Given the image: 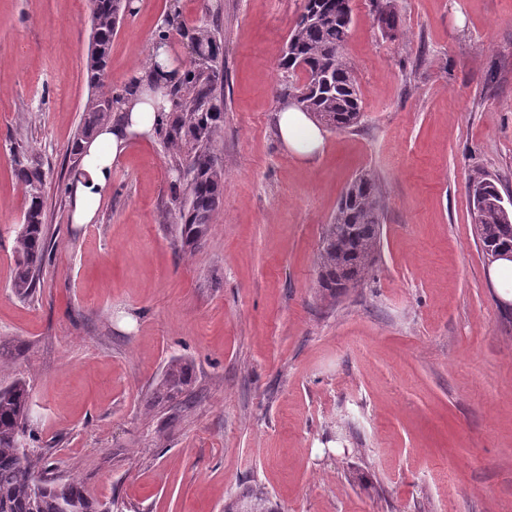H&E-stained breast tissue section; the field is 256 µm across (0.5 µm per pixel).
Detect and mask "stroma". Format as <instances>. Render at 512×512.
<instances>
[{
    "mask_svg": "<svg viewBox=\"0 0 512 512\" xmlns=\"http://www.w3.org/2000/svg\"><path fill=\"white\" fill-rule=\"evenodd\" d=\"M174 4L224 43V200L187 254L157 137L118 162L98 221L72 223L90 2L0 0V387L27 381L30 446L121 512H224L245 495L270 512H512V286L489 276L467 193L480 171L512 196V0H351L363 117L324 130L309 162L276 133L303 0H140L108 87ZM17 145L45 174L50 241L23 299ZM364 174L380 246L331 298L320 242ZM174 359L191 384L157 396Z\"/></svg>",
    "mask_w": 512,
    "mask_h": 512,
    "instance_id": "obj_1",
    "label": "stroma"
}]
</instances>
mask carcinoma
Here are the masks:
<instances>
[{"label":"carcinoma","mask_w":512,"mask_h":512,"mask_svg":"<svg viewBox=\"0 0 512 512\" xmlns=\"http://www.w3.org/2000/svg\"><path fill=\"white\" fill-rule=\"evenodd\" d=\"M342 2L303 0L281 59L288 79L278 92L281 100L297 98L299 109L331 130L354 127L362 116L361 98L350 91L358 82L344 56L352 16L342 9ZM132 13L131 0H92V37L85 57L92 94L70 147L77 159L82 142L139 91L135 79L121 94L112 93L105 83L112 35ZM173 32L187 40L191 59L179 81L167 90L171 109L162 117L157 137L175 153L174 170L180 176L172 184V199L178 203V242L181 250L190 251L207 235L224 198V167L215 155L224 122L220 91L224 75L218 68L223 43L206 24L187 26L176 10L165 18L156 39L167 42ZM12 163L24 191L25 210L16 230L11 288L26 298L37 287L48 251L46 180L23 147L13 148ZM467 191L472 202L479 203L473 209V221L485 255L512 247V200L509 208L502 209L501 193L484 172L471 176ZM381 216L378 184L364 174L353 189L345 191L321 241L319 281L331 298L368 272L379 244ZM190 381L188 364L173 360L161 388L171 395L183 391ZM30 400V387L23 379L0 388V512H112V504L90 498L77 477L63 479L39 472L43 454L26 443Z\"/></svg>","instance_id":"1"}]
</instances>
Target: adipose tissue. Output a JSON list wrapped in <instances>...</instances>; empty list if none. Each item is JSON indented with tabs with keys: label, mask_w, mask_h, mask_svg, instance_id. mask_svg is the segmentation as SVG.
<instances>
[{
	"label": "adipose tissue",
	"mask_w": 512,
	"mask_h": 512,
	"mask_svg": "<svg viewBox=\"0 0 512 512\" xmlns=\"http://www.w3.org/2000/svg\"><path fill=\"white\" fill-rule=\"evenodd\" d=\"M154 70L142 80L138 96L128 99L89 140L82 144L80 165L70 180L71 220L76 224L96 221L102 199L112 189V170L131 142L154 138L159 114L155 107L161 99L159 86L176 81L181 71L171 58L169 46L151 43ZM277 129L285 146L303 159L313 158L321 149L322 130L297 107L281 106Z\"/></svg>",
	"instance_id": "1"
}]
</instances>
